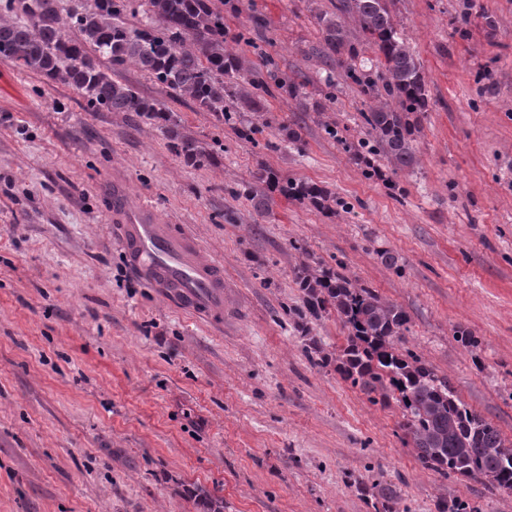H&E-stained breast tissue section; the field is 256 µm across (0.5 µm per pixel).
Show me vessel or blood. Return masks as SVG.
<instances>
[{
	"label": "vessel or blood",
	"mask_w": 512,
	"mask_h": 512,
	"mask_svg": "<svg viewBox=\"0 0 512 512\" xmlns=\"http://www.w3.org/2000/svg\"><path fill=\"white\" fill-rule=\"evenodd\" d=\"M122 232L120 246L129 265L163 290H174L201 312L224 304V268L188 235L160 223L147 202L115 197Z\"/></svg>",
	"instance_id": "vessel-or-blood-1"
}]
</instances>
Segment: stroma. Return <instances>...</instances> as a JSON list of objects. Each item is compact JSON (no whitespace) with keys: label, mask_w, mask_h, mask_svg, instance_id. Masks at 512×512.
Returning <instances> with one entry per match:
<instances>
[{"label":"stroma","mask_w":512,"mask_h":512,"mask_svg":"<svg viewBox=\"0 0 512 512\" xmlns=\"http://www.w3.org/2000/svg\"><path fill=\"white\" fill-rule=\"evenodd\" d=\"M332 3L223 6L225 31L247 36L239 55H271L305 82L301 105L278 90L266 111L219 124L145 72L112 70L167 104L211 164H185L152 121L92 110L0 60V512H197L193 485L224 512H375L390 490L400 512L449 498L512 512V491L426 467L396 397L372 402L310 362V344L347 345L335 312L305 337L288 313L301 265L343 268L407 311L400 353L512 442V0H393L429 90L420 164L394 190L344 149L366 132L356 86L319 78L315 14ZM261 168L323 186L326 207L269 191ZM115 183L223 263L222 313L197 314L130 269Z\"/></svg>","instance_id":"1"}]
</instances>
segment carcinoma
Returning a JSON list of instances; mask_svg holds the SVG:
<instances>
[{
	"label": "carcinoma",
	"instance_id": "cac0c4a2",
	"mask_svg": "<svg viewBox=\"0 0 512 512\" xmlns=\"http://www.w3.org/2000/svg\"><path fill=\"white\" fill-rule=\"evenodd\" d=\"M143 7L141 20L130 26L127 16ZM391 0H336L334 11L316 16L329 84L336 78L360 88L367 142L349 145L368 177L382 171L370 166L363 150L380 153L391 174L388 183L419 165L416 150L421 115L428 107V82L395 15ZM10 17H0V59L59 79L87 98L90 106L109 112H135L162 121L174 152L188 162L207 155L197 143L171 127L169 109L145 98L132 85L115 80L100 67L133 65L187 99L219 122L238 110L264 111L268 81L303 103L302 85L245 65L224 32V13L215 0H92L61 14L59 0H6ZM355 25L376 46V62L367 64L350 40ZM256 179L279 194L319 204L323 190L306 182H281L268 170ZM303 290L295 310L297 326L308 332V320L332 310L350 338L339 353L315 350L313 364L336 367L351 385L385 398L398 393L406 412V428L420 461L439 474L479 479L491 490L512 491V444L492 423L468 409L448 379L438 376L420 357L400 353L397 341L408 329L409 315L371 288L343 274L315 276L307 266L297 270ZM201 512H224V499L206 489L188 491ZM437 512H478L458 499H442Z\"/></svg>",
	"mask_w": 512,
	"mask_h": 512
}]
</instances>
